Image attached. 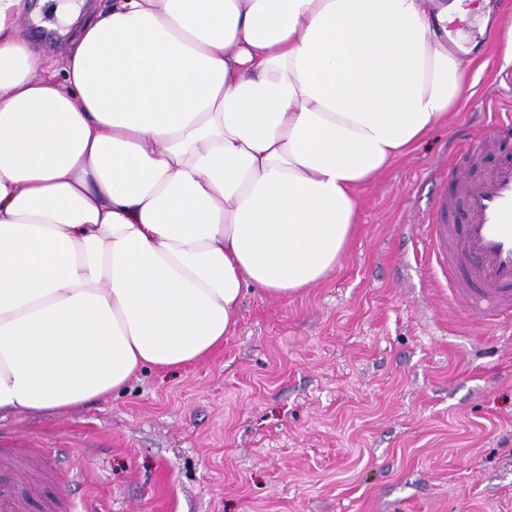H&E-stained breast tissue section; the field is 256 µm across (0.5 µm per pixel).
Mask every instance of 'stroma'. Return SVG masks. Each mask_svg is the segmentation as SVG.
Returning <instances> with one entry per match:
<instances>
[{"label": "stroma", "instance_id": "35a3bbf8", "mask_svg": "<svg viewBox=\"0 0 512 512\" xmlns=\"http://www.w3.org/2000/svg\"><path fill=\"white\" fill-rule=\"evenodd\" d=\"M485 64L445 124L359 188L336 267L284 300L248 291L224 347L140 371L62 412L0 415V448H62L76 512H512V329L462 317L434 287L425 222L453 155L512 159L493 114L512 64ZM38 67L72 37L28 26Z\"/></svg>", "mask_w": 512, "mask_h": 512}]
</instances>
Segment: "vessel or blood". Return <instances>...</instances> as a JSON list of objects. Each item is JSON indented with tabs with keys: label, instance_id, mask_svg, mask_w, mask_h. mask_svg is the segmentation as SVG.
<instances>
[{
	"label": "vessel or blood",
	"instance_id": "b4317fda",
	"mask_svg": "<svg viewBox=\"0 0 512 512\" xmlns=\"http://www.w3.org/2000/svg\"><path fill=\"white\" fill-rule=\"evenodd\" d=\"M431 208L427 251L438 287L468 316L512 323V162L475 173L459 165ZM57 448H0V512H74Z\"/></svg>",
	"mask_w": 512,
	"mask_h": 512
}]
</instances>
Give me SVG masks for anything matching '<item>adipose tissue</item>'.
Returning a JSON list of instances; mask_svg holds the SVG:
<instances>
[{
    "mask_svg": "<svg viewBox=\"0 0 512 512\" xmlns=\"http://www.w3.org/2000/svg\"><path fill=\"white\" fill-rule=\"evenodd\" d=\"M474 0H108L61 72L0 0V415L209 357L319 283L357 191L466 96Z\"/></svg>",
    "mask_w": 512,
    "mask_h": 512,
    "instance_id": "adipose-tissue-1",
    "label": "adipose tissue"
}]
</instances>
